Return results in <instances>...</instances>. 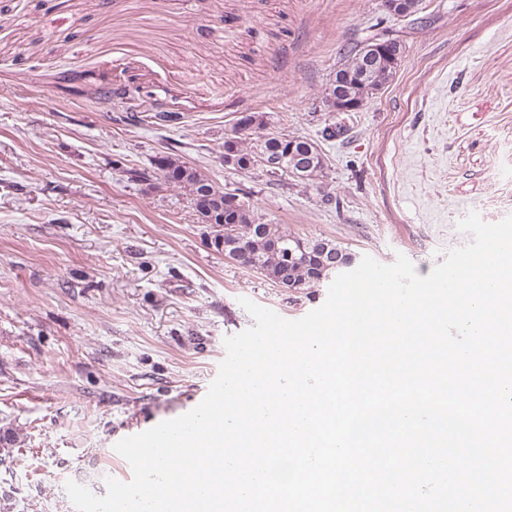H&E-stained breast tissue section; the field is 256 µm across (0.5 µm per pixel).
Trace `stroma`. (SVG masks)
Wrapping results in <instances>:
<instances>
[{
  "label": "stroma",
  "instance_id": "stroma-1",
  "mask_svg": "<svg viewBox=\"0 0 512 512\" xmlns=\"http://www.w3.org/2000/svg\"><path fill=\"white\" fill-rule=\"evenodd\" d=\"M382 0H0V512H76L66 481L132 478L115 444L206 396L246 297L291 294L226 260L160 154L247 192L265 222L420 276L512 215V0H429L397 23L392 84L323 142L315 190L225 170L239 113L315 135L341 53ZM175 112L159 124L151 115Z\"/></svg>",
  "mask_w": 512,
  "mask_h": 512
}]
</instances>
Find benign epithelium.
I'll list each match as a JSON object with an SVG mask.
<instances>
[{"label":"benign epithelium","mask_w":512,"mask_h":512,"mask_svg":"<svg viewBox=\"0 0 512 512\" xmlns=\"http://www.w3.org/2000/svg\"><path fill=\"white\" fill-rule=\"evenodd\" d=\"M385 14L396 20L406 21L421 13L424 0H383ZM360 67L344 68L336 71L329 82L325 93L326 111L332 114H349L359 112L374 94L370 85V72L380 65H397L404 54L402 40L389 29L362 41L356 49ZM269 124L268 115L264 112H242L238 115L235 127L239 131H247L258 126ZM288 143L286 156L278 153L265 152L253 158L242 157L232 150H224V168L246 172L253 168H261L264 172L278 176L282 170H288V177L297 182L308 179L310 166L308 159L314 155L313 148L307 153L296 149L297 141L292 137L285 138Z\"/></svg>","instance_id":"1"}]
</instances>
